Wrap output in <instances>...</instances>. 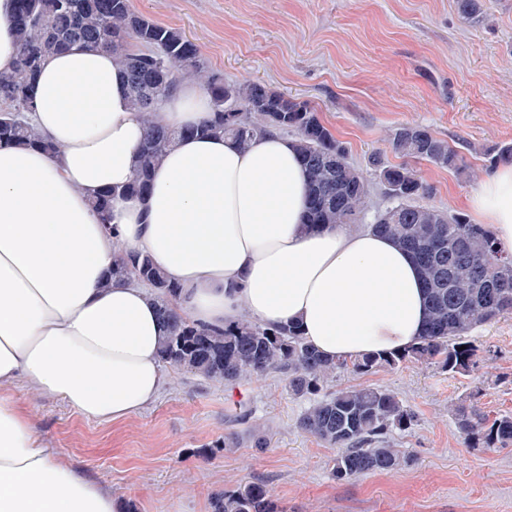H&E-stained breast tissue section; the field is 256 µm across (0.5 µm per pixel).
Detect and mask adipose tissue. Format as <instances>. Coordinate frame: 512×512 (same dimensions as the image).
Returning a JSON list of instances; mask_svg holds the SVG:
<instances>
[{"instance_id": "obj_1", "label": "adipose tissue", "mask_w": 512, "mask_h": 512, "mask_svg": "<svg viewBox=\"0 0 512 512\" xmlns=\"http://www.w3.org/2000/svg\"><path fill=\"white\" fill-rule=\"evenodd\" d=\"M31 95L29 119L56 149L0 144V512H117L107 487L32 431L13 392L22 382L107 422L158 397L164 329L146 287L109 281L117 251L152 255L200 325L245 311L298 324L321 355L347 360L421 336L425 285L409 253L346 224H304L294 140L271 133L243 151L221 136L183 138L151 192L114 199L103 224L90 200L131 181L145 136L122 68L76 45L44 58ZM209 115L208 95L186 86L161 118L181 129ZM470 205L511 254L512 165Z\"/></svg>"}]
</instances>
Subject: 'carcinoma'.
<instances>
[{
  "mask_svg": "<svg viewBox=\"0 0 512 512\" xmlns=\"http://www.w3.org/2000/svg\"><path fill=\"white\" fill-rule=\"evenodd\" d=\"M460 14L480 20L482 0H456ZM14 25L18 56L12 69L0 72V142L55 150L53 143L23 119L33 110L28 90L42 59L79 43L106 49L122 64L132 107L141 113L146 136L132 180L120 190H106L91 200L102 223H109L114 196H143L165 152L177 141L200 132L224 135L240 148L259 136L291 132L309 183L305 224H362L370 179L377 180L387 206L368 228L388 235L413 254L424 279L428 320L424 335L410 348L391 355L355 360H329L309 347L298 326L263 325L246 315L208 328L195 324L174 307L178 284L167 279L146 254L115 256L107 288L114 280L135 279L151 288L152 300L166 325L160 359L207 380L232 383L245 375L278 372L288 391L308 401L298 427L336 449L331 474L350 480L396 470L405 462L389 436L416 422L412 409L381 387L359 386L326 393L337 375L367 374L407 362L436 366L453 376L477 371L478 354L465 337L479 324L512 314V258L504 254L490 231L473 224L463 212L448 213L423 204L432 188L411 166L414 160L459 169L458 150L421 126H402L390 138L397 165L381 155L369 158L371 171L350 164L346 148L323 124L315 108L256 83H231L213 73L198 47L180 30L157 24L133 9L131 0H17ZM185 80L199 82L211 101L212 115L199 126L175 129L160 119L164 101ZM489 166L512 163V144L487 153ZM455 423L461 433L485 448L512 444V415L460 406ZM213 512H281L262 482H248L213 499Z\"/></svg>",
  "mask_w": 512,
  "mask_h": 512,
  "instance_id": "obj_1",
  "label": "carcinoma"
}]
</instances>
